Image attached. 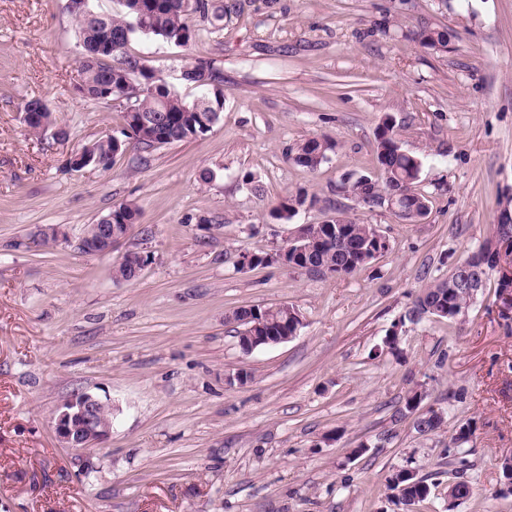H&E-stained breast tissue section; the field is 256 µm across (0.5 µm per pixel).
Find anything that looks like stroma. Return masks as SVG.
<instances>
[{"label": "stroma", "instance_id": "1", "mask_svg": "<svg viewBox=\"0 0 512 512\" xmlns=\"http://www.w3.org/2000/svg\"><path fill=\"white\" fill-rule=\"evenodd\" d=\"M68 3L0 0V512H404L386 490L403 468L430 485L416 512H512L499 468L512 453V319L494 286L462 322L400 321L512 197V0H224L221 29L198 22L188 46L129 47L173 84L187 61L213 63L220 122L78 171L70 154L123 119L118 103L75 92L83 49ZM424 29L447 31V51L423 47ZM31 100L68 139L25 126ZM386 116L423 161L431 204L414 224L343 188L374 170ZM311 137L336 143L314 171L292 159ZM301 188L313 207L270 218ZM126 202L140 217L119 248L81 253L87 226ZM339 208L389 241L368 267H240ZM127 250L149 261L115 280ZM283 304L301 314L296 336L243 351L227 315ZM394 332L399 359L382 350ZM416 389L448 414L434 433L397 417ZM80 392L112 405L105 447L77 452L54 431ZM467 419L472 443L449 451ZM459 475L476 493L452 508Z\"/></svg>", "mask_w": 512, "mask_h": 512}]
</instances>
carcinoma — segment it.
<instances>
[{
	"label": "carcinoma",
	"instance_id": "obj_1",
	"mask_svg": "<svg viewBox=\"0 0 512 512\" xmlns=\"http://www.w3.org/2000/svg\"><path fill=\"white\" fill-rule=\"evenodd\" d=\"M116 8L110 13L94 11L89 0H71V13L78 21V37L83 48L82 80L76 93L92 101L111 100L129 102L123 109L122 137L101 136L90 143V152L98 159V166L106 169L122 155L126 143L132 141L144 149L188 141L210 131L219 120L224 107V92L220 72L211 63H187L181 72L184 84L195 90L194 98L183 96L179 90L159 77L141 57L128 52L132 41L140 37H154L179 47L187 46L195 37L193 18L206 19L218 28L224 23L226 10L211 0H113ZM422 46L441 51L448 45L447 34L425 29L419 34ZM376 172L367 175L371 183H364L357 175L346 178L348 194L354 201L370 208L387 204L383 196L397 194L399 214L404 222L413 224L427 214L429 199L418 189L422 162L404 151L399 143L392 118L384 117L376 133ZM336 150L329 139L309 138L295 148L293 160L300 166L315 170ZM314 198L297 192L282 198L270 212L278 220H289ZM512 203L502 204L497 223L490 225L487 237L467 260L469 267L481 269L482 285H487L497 271L500 244L512 237ZM112 217L100 219L106 224H136L139 210L131 203H121L110 211ZM341 232H330L328 224H311L307 239L288 252V267L331 275H351L369 264L367 258L377 249L376 227L361 224L350 215L345 216ZM141 267L127 256L117 261L113 277L117 280L135 279ZM472 273L456 265L443 279L420 289L412 306L400 319L415 321L416 314L428 313L433 318L459 321L476 295L466 285ZM227 321L238 327V343L245 351L263 336L282 337L301 323L299 312L292 306L254 307L240 309L227 316ZM424 395L415 390L405 400L401 417L413 416V428L420 434L437 430L425 416H418ZM475 434L474 422L468 420L457 426L449 447L463 448L468 435ZM386 488L397 492L407 505L414 506L429 494L430 487L423 476H411L401 470L387 480Z\"/></svg>",
	"mask_w": 512,
	"mask_h": 512
}]
</instances>
